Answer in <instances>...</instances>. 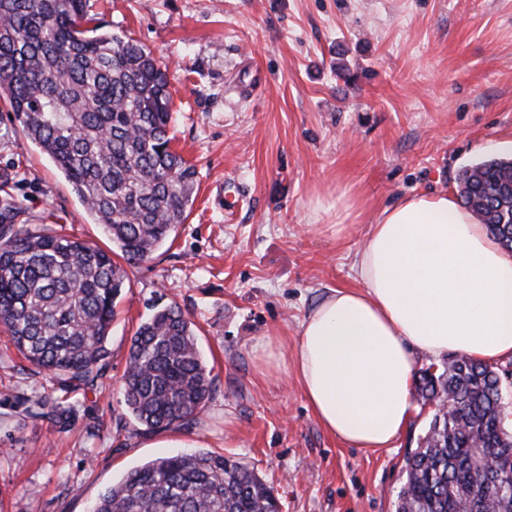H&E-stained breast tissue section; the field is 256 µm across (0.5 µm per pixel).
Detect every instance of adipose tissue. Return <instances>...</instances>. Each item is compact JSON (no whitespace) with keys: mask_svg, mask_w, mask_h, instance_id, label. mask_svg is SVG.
Wrapping results in <instances>:
<instances>
[{"mask_svg":"<svg viewBox=\"0 0 512 512\" xmlns=\"http://www.w3.org/2000/svg\"><path fill=\"white\" fill-rule=\"evenodd\" d=\"M352 287L330 289L300 324L291 367L326 431L352 448H390L418 408L417 357L512 360V254L450 193L384 207L355 253Z\"/></svg>","mask_w":512,"mask_h":512,"instance_id":"ef3b65f1","label":"adipose tissue"}]
</instances>
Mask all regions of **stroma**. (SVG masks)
Returning a JSON list of instances; mask_svg holds the SVG:
<instances>
[{"label": "stroma", "mask_w": 512, "mask_h": 512, "mask_svg": "<svg viewBox=\"0 0 512 512\" xmlns=\"http://www.w3.org/2000/svg\"><path fill=\"white\" fill-rule=\"evenodd\" d=\"M105 30L169 67L172 149L197 171L188 219L128 266L101 386L60 433L22 418L43 381L0 330V512H91L131 469L182 451L248 464L282 512H395L420 406L394 447L342 445L291 374H261L266 335L294 347L360 240L397 198L457 193L459 171L512 158V0H87ZM346 68L338 76V68ZM0 100V175L29 223L110 248L64 174ZM356 197L343 239L312 232ZM195 324L216 378L186 429L129 415L123 375L153 306Z\"/></svg>", "instance_id": "obj_1"}]
</instances>
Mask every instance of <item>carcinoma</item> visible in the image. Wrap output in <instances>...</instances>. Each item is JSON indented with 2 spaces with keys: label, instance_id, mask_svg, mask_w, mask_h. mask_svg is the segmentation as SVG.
I'll use <instances>...</instances> for the list:
<instances>
[{
  "label": "carcinoma",
  "instance_id": "cac0c4a2",
  "mask_svg": "<svg viewBox=\"0 0 512 512\" xmlns=\"http://www.w3.org/2000/svg\"><path fill=\"white\" fill-rule=\"evenodd\" d=\"M0 97L14 121L65 175L117 250L18 220L0 176V326L53 386L24 399L23 417L63 430L65 394L94 390L128 283L185 223L197 170L171 148L168 68L88 14L86 0H0ZM460 201L512 252V159L458 175ZM194 323L156 309L134 336L124 373L128 413L148 429L188 428L216 391ZM505 367L454 354L421 371L418 395L436 405L405 460L395 512H512V431L504 424ZM93 512H281L246 464L217 452L160 457L130 470Z\"/></svg>",
  "mask_w": 512,
  "mask_h": 512
}]
</instances>
